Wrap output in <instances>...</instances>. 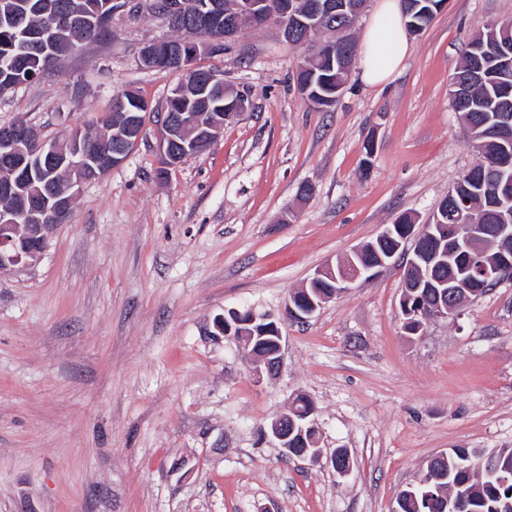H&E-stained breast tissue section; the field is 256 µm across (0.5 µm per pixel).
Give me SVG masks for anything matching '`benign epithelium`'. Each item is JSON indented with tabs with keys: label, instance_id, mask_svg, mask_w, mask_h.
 Returning a JSON list of instances; mask_svg holds the SVG:
<instances>
[{
	"label": "benign epithelium",
	"instance_id": "benign-epithelium-1",
	"mask_svg": "<svg viewBox=\"0 0 512 512\" xmlns=\"http://www.w3.org/2000/svg\"><path fill=\"white\" fill-rule=\"evenodd\" d=\"M269 0H224V15H233L245 19L255 25H264L274 21L280 34L285 39H291L296 31L304 26L315 24L320 18L331 15L346 6L337 0H279L278 10L269 14ZM320 57H337L339 68L347 70L353 66L354 58L351 52L335 55L334 45L323 43L317 49ZM199 56L195 41H190L189 51L181 56L179 72L182 73L180 82L196 73L195 62ZM297 90L303 98L318 107L322 103L336 104L343 91L344 85L336 87L334 95L320 94L310 80L297 85ZM247 98L244 94L224 89V120L239 116L246 109ZM121 123L112 126L114 144L111 163L99 167L102 152L85 149L81 145L80 134L83 127L77 125L71 128L62 138L53 141L45 140L38 130L26 123L21 127L11 124L0 129V137H8L14 141H23L28 145L24 151H12L7 154L5 161L0 163V193L14 194L19 197V204L11 209L0 212V272L16 266H29L39 261L49 247L50 240L57 230L56 224H23L28 211L35 209V204L28 203L25 195L17 190L21 181L31 175L33 161L45 160L64 169L69 175L68 197L55 204V210L63 213L67 205L73 204L85 183L101 178L113 168L123 164L129 152L127 145L140 141L145 130V120L140 112L120 113ZM160 122L156 123L159 130L158 149L161 156L159 174L165 177L169 171L189 155L196 154L209 147L219 136L222 124L200 125L194 116L188 113L169 116L159 115ZM490 224H464L463 212L453 204L448 209L440 210L432 219L433 226L421 224H389L380 233V237L397 239L393 251L381 255L366 263H357L360 249H355L347 259L335 266L330 264L317 270L310 278L309 284H314L322 278L330 279L337 286L330 295L322 297L319 302L309 298L302 309L295 308L287 302L284 313L290 320H306L320 310L324 303L346 293L360 279H370L383 269L395 264L396 254L406 246L408 241L414 242L416 260L415 267H431L437 263L440 254L452 255L460 250L469 253V265L462 273V278H477L481 284H495L502 280L505 270L512 267V181H500L493 194ZM491 240L498 246L496 259L486 258L485 251L478 245L477 240ZM276 349L269 353L251 352L256 363V376H274L281 369L282 330L276 329ZM317 429L315 410L302 416V422L286 412L276 416L266 428L263 436L273 441L281 449L283 455H288V449L294 446L291 437L294 433H304V429ZM480 470L489 473L498 485L512 483V469L503 467L494 454H486L476 464ZM472 493L458 490L452 493V512H470Z\"/></svg>",
	"mask_w": 512,
	"mask_h": 512
}]
</instances>
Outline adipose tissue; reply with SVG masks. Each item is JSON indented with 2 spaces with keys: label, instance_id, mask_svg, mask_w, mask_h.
<instances>
[{
  "label": "adipose tissue",
  "instance_id": "adipose-tissue-1",
  "mask_svg": "<svg viewBox=\"0 0 512 512\" xmlns=\"http://www.w3.org/2000/svg\"><path fill=\"white\" fill-rule=\"evenodd\" d=\"M409 49L399 0H381L361 44L363 80L371 85L387 83L403 64Z\"/></svg>",
  "mask_w": 512,
  "mask_h": 512
}]
</instances>
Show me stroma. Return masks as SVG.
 <instances>
[{"label":"stroma","instance_id":"stroma-1","mask_svg":"<svg viewBox=\"0 0 512 512\" xmlns=\"http://www.w3.org/2000/svg\"><path fill=\"white\" fill-rule=\"evenodd\" d=\"M504 18L512 0H447L385 85L353 66L327 112L293 81L314 45L274 23L201 56L246 110L165 179L147 125L123 165L83 186L42 258L0 273V512H392L430 458L512 448V280L411 336L403 270L388 267L283 322L282 372L260 382L212 333L227 309L280 314L399 216L432 218L478 161L449 80ZM171 35L147 12L114 13L111 41L0 94V125L95 129L126 90L162 107L180 75L138 55ZM298 395L316 409V463L261 435ZM339 448L345 478L326 461Z\"/></svg>","mask_w":512,"mask_h":512}]
</instances>
